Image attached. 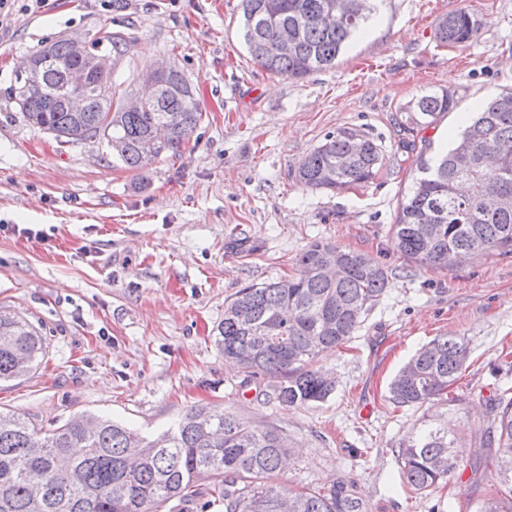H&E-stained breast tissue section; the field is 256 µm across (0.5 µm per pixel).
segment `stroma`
Instances as JSON below:
<instances>
[{"instance_id":"stroma-1","label":"stroma","mask_w":512,"mask_h":512,"mask_svg":"<svg viewBox=\"0 0 512 512\" xmlns=\"http://www.w3.org/2000/svg\"><path fill=\"white\" fill-rule=\"evenodd\" d=\"M463 9L481 29L440 46L437 21ZM130 32L118 80L133 89L167 62L196 89L202 122L181 156L147 170L113 164L105 144L59 146L24 121L10 95L22 58L42 43L101 27ZM512 87V0H381L373 26L335 68L295 80L249 58L240 0H21L0 12V310L40 331L35 373L0 386V410L49 429L90 412L150 437L204 404L281 427L300 445L275 477L297 489L354 482L367 512H475L500 489L482 446L489 402L512 381V254L417 266L388 230L415 175L399 147L411 99L454 91L457 111L421 135L447 148L475 111ZM382 145L376 178L340 193L300 184V161L339 129ZM326 240L391 272L352 340L321 353L335 381L322 403L286 408L243 385L210 331L248 283L295 275ZM438 336L468 343L447 400L392 409L387 386ZM452 414L459 468L421 494L400 486L394 448L422 420Z\"/></svg>"}]
</instances>
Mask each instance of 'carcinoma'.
Returning a JSON list of instances; mask_svg holds the SVG:
<instances>
[{"instance_id":"1","label":"carcinoma","mask_w":512,"mask_h":512,"mask_svg":"<svg viewBox=\"0 0 512 512\" xmlns=\"http://www.w3.org/2000/svg\"><path fill=\"white\" fill-rule=\"evenodd\" d=\"M336 5L333 13L325 4ZM242 38L252 61L265 71L302 79L336 64L346 44L371 21L374 9L357 13V0H241ZM294 29L287 55L275 51L283 26ZM481 29L474 15L456 10L436 25L441 46L465 44ZM126 33L96 30L92 47L122 62ZM45 58L39 89L13 98L25 120L51 134L59 146L105 141L112 162L151 168L176 157L197 130L202 109L180 71L160 77L155 103L127 112L110 75L94 74L82 91L83 108L72 112L67 71L76 61L56 40L37 51ZM447 89L401 107L403 129L432 125L458 107ZM153 142L146 153L145 145ZM417 176L391 225L393 247L414 263L448 266L493 251L512 254V89L475 112L446 151L429 154L421 141ZM382 148L356 128L327 135L299 164L296 178L314 189L342 191L375 179ZM460 184L469 192L457 191ZM296 275L251 284L224 305L214 344L238 364L244 384L272 378L265 396L288 407L325 401L334 381L313 367L318 355L347 343L389 285L388 271L372 258L316 241L297 258ZM37 329L25 318L0 313V383L29 375L45 355ZM468 344L438 336L419 349L389 385L396 408L421 407L448 396L468 360ZM483 447L495 452L501 491L477 512H512V387L489 404ZM292 439L275 426L255 428L232 413L205 406L188 411L177 426L150 440L110 419L80 414L45 431L21 415L0 411V512H187L202 497L224 512H365L353 486L291 490L274 477L291 453ZM403 488L421 494L458 467L462 444L448 422L423 421L393 450Z\"/></svg>"}]
</instances>
